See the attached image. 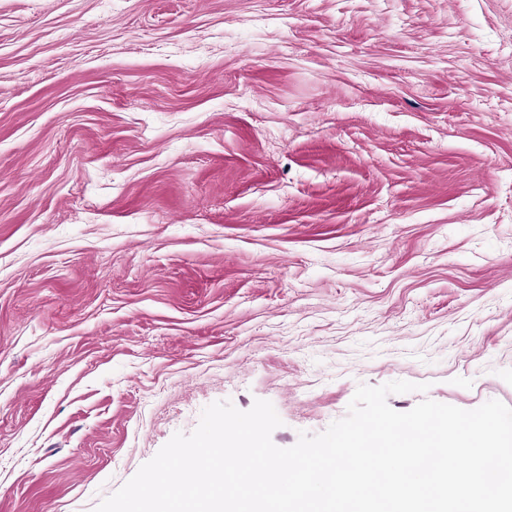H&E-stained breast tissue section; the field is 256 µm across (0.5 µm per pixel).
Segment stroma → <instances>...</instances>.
Listing matches in <instances>:
<instances>
[{
    "mask_svg": "<svg viewBox=\"0 0 512 512\" xmlns=\"http://www.w3.org/2000/svg\"><path fill=\"white\" fill-rule=\"evenodd\" d=\"M395 380L512 407V0H0V512Z\"/></svg>",
    "mask_w": 512,
    "mask_h": 512,
    "instance_id": "obj_1",
    "label": "stroma"
}]
</instances>
